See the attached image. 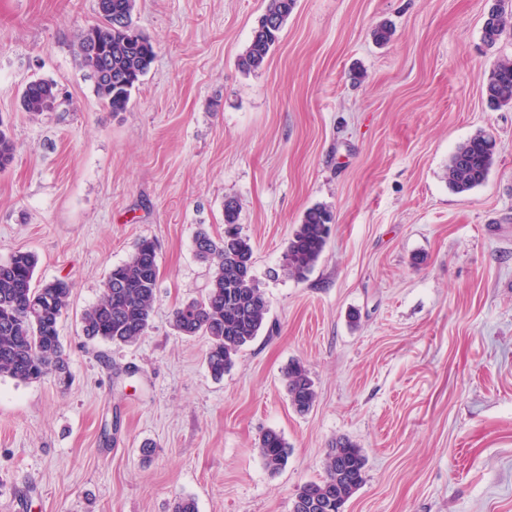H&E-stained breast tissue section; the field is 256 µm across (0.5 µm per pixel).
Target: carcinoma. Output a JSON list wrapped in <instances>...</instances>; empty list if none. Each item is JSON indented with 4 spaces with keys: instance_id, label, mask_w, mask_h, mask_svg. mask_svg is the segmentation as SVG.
<instances>
[{
    "instance_id": "carcinoma-1",
    "label": "carcinoma",
    "mask_w": 512,
    "mask_h": 512,
    "mask_svg": "<svg viewBox=\"0 0 512 512\" xmlns=\"http://www.w3.org/2000/svg\"><path fill=\"white\" fill-rule=\"evenodd\" d=\"M109 2L112 16L98 15V22L90 30L111 55L112 80L102 83L91 72L93 63L85 54L81 34L78 56L104 107L113 113L126 112L133 92L151 68L155 50L147 39L114 33L113 18L117 16L128 31H135V0ZM296 3L297 0H268L249 45L238 58L242 71L254 72L266 65ZM511 30L512 10H506L505 0H496L483 23V42L493 47ZM483 86L491 106L512 107V60L498 61L483 80ZM57 97L55 83L33 80L22 92L20 107L33 114L48 112ZM15 154L16 143L0 119V172L11 166ZM493 159L494 144L489 136L478 133L470 137L448 161V185L457 193L481 185ZM238 220L237 202L227 199L224 235L213 237L203 228L197 231L195 252L209 267L207 291L200 300L182 303L173 319L179 334L208 338L206 365L217 380L224 378L239 353L257 338L269 311L265 293L253 275V247L239 232ZM332 223L333 213L324 205L306 211L283 256L285 275L302 279L311 271L326 247ZM36 266L37 257L32 252L18 251L0 263V375L24 383L52 375L64 384L71 374L58 326L69 305L73 282L57 278L35 287L32 282ZM158 277L157 244L150 237H142L129 258L112 267L103 282L101 297L84 312V335L114 345L137 342L149 327ZM284 379L293 409L300 414L308 412L317 398L308 369L294 362L288 366ZM258 448L267 471L277 473L286 466L290 450L280 433L264 432ZM365 466L366 458L360 448L348 439H336L325 457V478L296 489L295 512H338L336 504H346L364 483Z\"/></svg>"
}]
</instances>
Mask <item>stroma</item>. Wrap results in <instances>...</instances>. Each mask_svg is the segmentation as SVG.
Returning <instances> with one entry per match:
<instances>
[{
	"label": "stroma",
	"mask_w": 512,
	"mask_h": 512,
	"mask_svg": "<svg viewBox=\"0 0 512 512\" xmlns=\"http://www.w3.org/2000/svg\"><path fill=\"white\" fill-rule=\"evenodd\" d=\"M494 0H297L266 67L237 59L267 0H136L156 46L128 111L95 95L77 53L96 0H0V262L33 252L36 282H74L60 336L72 381L0 377V512H292L331 441L367 459L345 512H512V107L483 79L512 33L482 41ZM390 25V42L374 29ZM58 104L23 112L32 80ZM495 142L486 181L448 185L456 147ZM240 231L269 312L222 380L173 311L201 298L199 228ZM331 209L305 278L283 254L307 209ZM158 244L150 327L90 341L82 315L141 237ZM310 372L292 408L283 375ZM290 455L269 473L258 443ZM153 443L143 456L144 443ZM288 398L293 409L304 414L314 405L317 392L308 369L299 362L288 366L284 375ZM258 448L267 471L277 473L286 466L290 450L280 433L274 430L264 432L259 439Z\"/></svg>",
	"instance_id": "1"
}]
</instances>
